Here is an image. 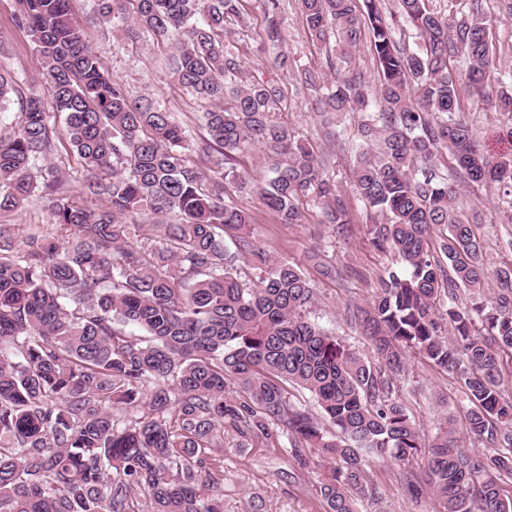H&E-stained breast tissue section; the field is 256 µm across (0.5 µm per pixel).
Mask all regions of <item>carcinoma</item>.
Wrapping results in <instances>:
<instances>
[{
  "label": "carcinoma",
  "instance_id": "carcinoma-1",
  "mask_svg": "<svg viewBox=\"0 0 512 512\" xmlns=\"http://www.w3.org/2000/svg\"><path fill=\"white\" fill-rule=\"evenodd\" d=\"M245 2L96 0L98 17L134 38H174L171 77L208 104L190 156L173 113L104 71L72 0H15L43 84L25 92L0 71V110L12 93L20 104L0 135V512H224L226 423L244 445L283 434L299 461L316 450L330 464L325 512H359L376 495L366 455L421 452L428 479L409 475L406 489L431 496L435 512H512L500 485L512 477V262L488 269L456 208L465 184L497 183L494 208L512 224V158L489 161L457 115L463 80L512 121V94L484 85L496 62L484 0L459 17L434 0H297L334 74L305 70L291 86L320 117V155L278 118V80L249 74L224 46L227 27L246 24ZM261 8L260 38L284 71L286 0ZM366 38L373 78L355 59ZM350 111L363 117L356 147L331 120ZM65 146L88 174L78 199L65 172L38 164ZM338 148L356 158L350 197L325 171ZM254 150L272 176L253 193L279 223H303L309 201L340 237L353 207L379 216L370 242L399 267L350 311L376 361L310 318L301 265L252 235L234 193L247 186L236 158ZM38 189L55 231L16 250L8 218ZM133 214L161 247L129 241ZM461 289L473 294L463 307ZM411 353L458 379L472 452L450 416L422 445L398 379ZM295 386L318 411L291 399Z\"/></svg>",
  "mask_w": 512,
  "mask_h": 512
}]
</instances>
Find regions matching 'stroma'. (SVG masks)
<instances>
[{
	"label": "stroma",
	"mask_w": 512,
	"mask_h": 512,
	"mask_svg": "<svg viewBox=\"0 0 512 512\" xmlns=\"http://www.w3.org/2000/svg\"><path fill=\"white\" fill-rule=\"evenodd\" d=\"M73 8L111 78L121 81L132 97H149L160 107L178 113L192 137L204 136L201 116L205 104L187 95L171 78L166 65L170 54L167 44L150 38L129 41L111 24L96 17L94 0H73ZM13 10L14 0H0V70L11 74L21 87L40 85L42 69L25 34L12 22ZM246 11V27L232 26L224 43L242 50L247 69L254 73L264 69L272 52L261 47L262 15L257 0H248ZM287 12L285 49L291 70H325V55L304 29L295 0H290ZM492 41L497 63L487 74L486 89L492 94L504 88L512 91V21L494 24ZM460 105L464 119L478 134L488 155L498 158L512 154V130L503 114L465 93L460 96ZM500 192L498 185L474 183L463 188L457 201L465 215L471 214L474 207H481L480 233L487 242L486 265L491 269L512 259V251L501 243L512 228L499 223L493 208ZM239 202L253 212L257 240L272 251L302 262L317 293L310 309L311 319L335 329L339 338L363 354H370L368 344L348 322L347 309L372 298L378 275L392 264L393 258L369 243L365 209L354 208L350 233L340 238L332 225L322 223L321 212L314 203H307L303 224L288 225L259 211L256 199L249 194H241ZM403 383L413 390L407 404L421 438L430 441L444 418L439 398L458 401L462 394L452 376L416 355L409 359ZM407 470L423 476L424 456H415L403 467L370 458L368 481L376 487L377 496L364 500L360 512H432L434 502L430 496L407 493L402 480ZM322 473V466L315 461L306 469H299L287 449L244 446L232 430L224 432V512H324Z\"/></svg>",
	"instance_id": "35a3bbf8"
}]
</instances>
